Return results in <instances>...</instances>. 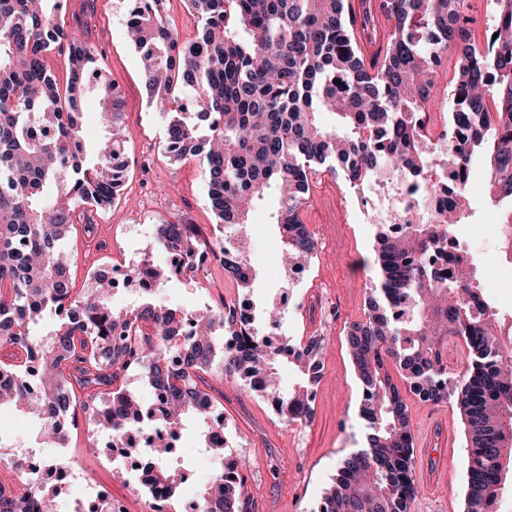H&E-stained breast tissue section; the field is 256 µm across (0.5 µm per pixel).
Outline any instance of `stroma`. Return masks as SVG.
<instances>
[{
  "label": "stroma",
  "instance_id": "obj_1",
  "mask_svg": "<svg viewBox=\"0 0 512 512\" xmlns=\"http://www.w3.org/2000/svg\"><path fill=\"white\" fill-rule=\"evenodd\" d=\"M61 19L94 48L103 77L121 90L122 123L129 131L124 144L127 177L119 196L111 208L94 213L93 232L78 233L66 245L75 286L82 289L89 286L96 269L126 266L132 253L143 250L147 225L177 216L198 225L208 241L215 236L216 219L198 160L175 161L165 152L166 117L150 106L139 56L126 38L127 0H64ZM472 184L468 197L475 214L472 223L460 227L463 244L476 252L474 265L486 286L485 296L508 316L512 314V276L505 273L500 251L493 244L492 226L498 215L485 197L481 172H473ZM362 206L361 189L342 178L319 174L303 208L305 222L314 227L318 251L303 274L293 273L279 260L280 239L272 222L277 201L271 198L254 209L243 228L251 241L248 261L257 274L251 289L239 288L219 262L212 261L205 265L201 281L182 279L159 291L168 305L188 311L245 298L259 307L276 303L280 337L293 343L309 336L325 339L314 415L304 427L284 423L266 397L225 386L219 374L207 376L224 409L231 442L227 453L249 463L244 472L248 512H316L341 461L366 443L358 413L361 391L344 336L349 323L362 318L367 292L378 277L373 247L379 226L360 221ZM327 299L335 302L337 316L310 314L311 303ZM409 410L415 435H423L439 414L450 416L455 434L454 449L427 451L436 466L448 471V482L422 485L411 512H463L467 453L456 407L413 399ZM88 426V415H79L68 442L73 461L98 484L109 487L127 512H146L150 497L137 484L133 471H126L123 480H114V468L108 463L112 451L107 446L88 447ZM37 428L35 420L14 411L0 414V432L9 435L12 447L52 457L56 451L52 441L32 440ZM180 442L188 479L170 505L177 512H188L214 461L197 454L201 439L193 425L184 426Z\"/></svg>",
  "mask_w": 512,
  "mask_h": 512
}]
</instances>
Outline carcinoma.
<instances>
[{"instance_id": "obj_1", "label": "carcinoma", "mask_w": 512, "mask_h": 512, "mask_svg": "<svg viewBox=\"0 0 512 512\" xmlns=\"http://www.w3.org/2000/svg\"><path fill=\"white\" fill-rule=\"evenodd\" d=\"M128 34L143 62L149 103L168 119L165 150L195 157L224 234L201 244L197 225L167 221L151 251L171 249L174 262L152 270L166 287L214 257L248 289L255 272L243 247L249 213L271 192L279 196L275 224L290 268L317 255V240L302 219L310 183L319 172L354 185L378 169L416 179L450 198L431 223L410 214L398 230L380 225L375 248L378 284L364 318L352 322L346 344L360 384L359 415L366 446L340 465L318 512H410L418 487L409 406L389 373L394 365L408 392L422 402L450 401L458 409L468 457L463 512H496L503 461L512 462V323L488 303L472 257L457 235L465 223L464 183L448 184L433 171L479 165L485 192L498 205L512 202V0H490L495 26L476 42L468 0H185L200 23L197 38L182 43L166 21L165 0H127ZM61 0H0V347L33 355L36 388L26 364L0 361L14 375L0 385V408L40 424V435L67 445L77 411L98 404L91 421L112 434V447L140 451L133 434L143 424L161 429L154 459L174 452L188 420L206 426L203 407L220 411L204 375L215 363L224 381L254 393L280 394L283 360L300 374L283 408L313 416V353L323 340L276 347L255 326L205 306L185 313L169 306L130 275L145 295L125 312L112 305L113 284L93 279L73 293L63 251L73 232L92 228L90 214L112 205L126 177L119 121V88L99 72L94 50L59 21ZM391 25L385 47L366 61L357 29L378 35ZM67 50L60 86L47 65ZM458 52L450 113L467 130L459 146L441 155L423 135V105ZM97 101L103 137L91 148L81 138V105ZM462 101H456V98ZM330 112L328 129L318 114ZM500 242L512 268V207L500 212ZM448 248L443 274L425 257ZM52 329L37 333L45 314ZM462 337L467 362L448 370V336ZM131 368L161 386L168 408L150 421L148 408L120 379ZM156 481L171 499L186 475L170 467ZM244 477L236 460L198 491L206 512H243ZM38 501H18L15 512H55L58 492L36 487Z\"/></svg>"}]
</instances>
